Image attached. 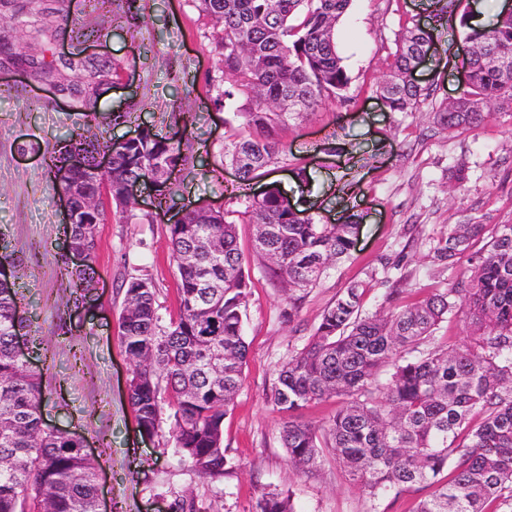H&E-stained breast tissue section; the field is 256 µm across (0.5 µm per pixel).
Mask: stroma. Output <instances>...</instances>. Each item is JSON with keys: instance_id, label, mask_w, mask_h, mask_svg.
Listing matches in <instances>:
<instances>
[{"instance_id": "1", "label": "stroma", "mask_w": 512, "mask_h": 512, "mask_svg": "<svg viewBox=\"0 0 512 512\" xmlns=\"http://www.w3.org/2000/svg\"><path fill=\"white\" fill-rule=\"evenodd\" d=\"M145 23L129 26L124 0L92 10L69 0L70 19L101 28L100 37L72 43L69 27L42 47L26 41L11 9L0 6V32L35 58L82 51L118 64L102 87L101 112L134 114L114 127L113 140L152 127L187 145L189 160L177 172V206L212 203L231 212L250 275L245 340V383L224 419V448L230 467L213 484L171 454L163 438L147 439L137 428L127 399L130 362L120 342L122 298L116 282L127 275L151 279L158 303L178 312V275L168 249L173 212H161L140 188L133 219L113 215L99 227L98 284L85 304L74 305L58 268L65 254L62 185L45 159L83 122L68 97L48 82L0 66V237L17 258L14 283L20 308L51 347L33 360L43 390V418L83 437L100 468V512H171L181 494L193 493L205 512H251L262 489L291 491L296 512H368L360 485L332 461L306 476L292 471L279 437L281 415L266 394L276 370L302 347L326 307L350 283L372 280L364 299L375 311L387 280L399 281L402 306L440 285L429 276L430 249L448 225L459 222L512 224V104L493 106L487 120L467 130L436 122L439 104L457 96L456 63L467 45L466 29L442 28L414 78L430 97L413 112L385 111L376 85L387 71L405 19L423 23L425 0H353L336 29V41L352 78L349 101H326L316 111L279 126L285 147L278 163L250 185H240L224 156V139L242 132L214 104L204 77L217 72L212 26L193 0H139ZM181 101L184 113L169 105ZM469 180L452 190L448 170L457 162ZM306 168L308 184L293 176ZM278 182L292 203L311 210L321 223H340L348 209L363 216L348 256L331 267L305 296L294 321L281 318L288 297L270 280L253 251L254 227L246 206L262 186ZM402 260V270L390 264ZM67 335H57L58 325Z\"/></svg>"}]
</instances>
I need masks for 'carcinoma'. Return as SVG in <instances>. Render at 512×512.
<instances>
[{"mask_svg":"<svg viewBox=\"0 0 512 512\" xmlns=\"http://www.w3.org/2000/svg\"><path fill=\"white\" fill-rule=\"evenodd\" d=\"M23 25L34 43L51 42L66 0H27ZM212 23V48L222 89L213 102L253 129L224 144V155L242 182L263 174L282 150L275 130L289 116L315 111L325 99L349 102L350 77L336 44V27L352 0H194ZM439 13L459 12L469 27L464 0H436ZM467 39L512 58V14ZM430 44L429 34L406 22L377 93L390 112H411L430 96L406 73ZM0 54L13 66L34 70L66 94L91 123L51 152L48 169L79 157L92 165L112 152L101 181L112 190L115 212L126 186L154 184L156 207H173L176 190L163 170L187 162L181 144L143 127L115 146L103 122L120 125L132 112L98 121L99 88L112 81L115 64L71 53L54 66L12 51L0 39ZM465 83L456 103H442L435 119L448 129L481 123L482 104L512 101V68L483 55L462 60ZM250 107L238 106L240 98ZM250 223L274 229L254 248L267 276L288 288L292 319L307 289L351 248L352 220L332 227L290 206L280 186L269 183L251 200ZM70 252L59 266L75 300L93 289L99 241L81 224L64 227ZM178 274V312L165 317L146 277H124L121 344L131 364L128 397L139 432L153 438L169 423L173 453L214 483L229 460L224 416L243 385L248 346L243 317L250 288L236 224L224 211L188 210L168 230ZM430 277L465 267L448 288L384 313L363 311L367 283L355 282L324 310L305 344L277 370L269 401L283 415L279 434L288 462L314 475L330 458L358 482L372 512L416 485L432 488L413 512H512V224L448 225L432 248ZM14 284L0 285V512H97L99 462L83 440L44 423L40 375L16 353L14 337H28L31 352L49 347L31 324L15 319ZM463 317L468 341L450 345L437 336L443 324ZM336 398V414L315 426L296 413L310 403ZM171 512H201L191 493L175 498ZM253 512H294L291 494L261 491Z\"/></svg>","mask_w":512,"mask_h":512,"instance_id":"carcinoma-1","label":"carcinoma"}]
</instances>
